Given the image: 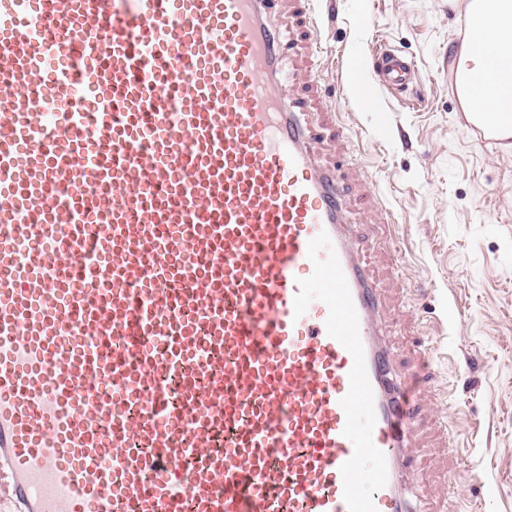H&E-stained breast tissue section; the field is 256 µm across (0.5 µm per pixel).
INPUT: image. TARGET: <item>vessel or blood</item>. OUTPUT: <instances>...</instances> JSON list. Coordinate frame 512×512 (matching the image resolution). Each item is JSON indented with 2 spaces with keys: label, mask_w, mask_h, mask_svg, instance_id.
<instances>
[{
  "label": "vessel or blood",
  "mask_w": 512,
  "mask_h": 512,
  "mask_svg": "<svg viewBox=\"0 0 512 512\" xmlns=\"http://www.w3.org/2000/svg\"><path fill=\"white\" fill-rule=\"evenodd\" d=\"M277 5L0 0V481L24 512H411L380 289L283 88Z\"/></svg>",
  "instance_id": "obj_1"
}]
</instances>
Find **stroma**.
Here are the masks:
<instances>
[{"mask_svg": "<svg viewBox=\"0 0 512 512\" xmlns=\"http://www.w3.org/2000/svg\"><path fill=\"white\" fill-rule=\"evenodd\" d=\"M280 0L291 93L340 141L319 146L349 184L348 219L380 286V321L415 416L417 512H512V148L484 143L456 97L466 35L448 0ZM410 66L404 93L378 76ZM374 98L359 104L345 61ZM380 71L384 82L404 87L409 74V64L398 56L388 55L383 59Z\"/></svg>", "mask_w": 512, "mask_h": 512, "instance_id": "obj_1", "label": "stroma"}]
</instances>
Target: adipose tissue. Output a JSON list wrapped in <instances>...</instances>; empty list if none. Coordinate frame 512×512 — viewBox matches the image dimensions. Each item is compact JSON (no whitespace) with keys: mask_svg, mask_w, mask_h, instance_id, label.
I'll list each match as a JSON object with an SVG mask.
<instances>
[{"mask_svg":"<svg viewBox=\"0 0 512 512\" xmlns=\"http://www.w3.org/2000/svg\"><path fill=\"white\" fill-rule=\"evenodd\" d=\"M456 93L467 121L512 136V0H468Z\"/></svg>","mask_w":512,"mask_h":512,"instance_id":"obj_1","label":"adipose tissue"}]
</instances>
